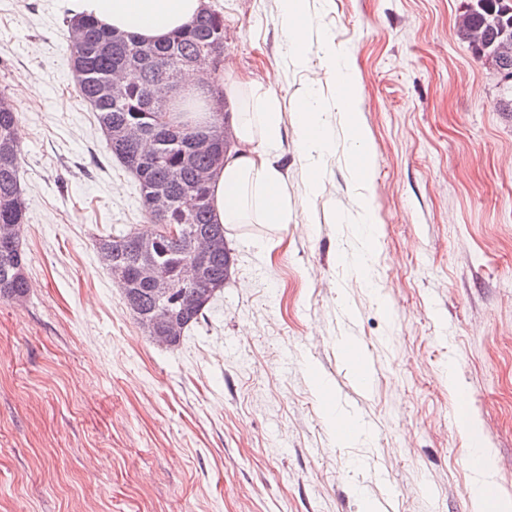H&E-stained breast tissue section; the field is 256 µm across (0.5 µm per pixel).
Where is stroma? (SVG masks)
Listing matches in <instances>:
<instances>
[{"mask_svg": "<svg viewBox=\"0 0 512 512\" xmlns=\"http://www.w3.org/2000/svg\"><path fill=\"white\" fill-rule=\"evenodd\" d=\"M467 2L306 0L297 66L280 0H211L225 79L281 73L290 221L227 226L224 291L168 348L95 247L147 222L78 94L64 0H0L30 283L0 301V512L512 505V112L494 67L456 36ZM323 32L345 86L325 72ZM341 95L357 103L369 170L332 108ZM308 98L335 141L312 163L293 143ZM363 197L376 235L364 267ZM474 432L491 475L481 510L463 465Z\"/></svg>", "mask_w": 512, "mask_h": 512, "instance_id": "1", "label": "stroma"}]
</instances>
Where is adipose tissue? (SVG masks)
Here are the masks:
<instances>
[{
  "instance_id": "adipose-tissue-1",
  "label": "adipose tissue",
  "mask_w": 512,
  "mask_h": 512,
  "mask_svg": "<svg viewBox=\"0 0 512 512\" xmlns=\"http://www.w3.org/2000/svg\"><path fill=\"white\" fill-rule=\"evenodd\" d=\"M73 11L90 14L115 31L132 33L158 42L170 38L197 15L210 0H69ZM281 24L288 51L295 61H304L308 42L304 0H281ZM182 87L199 95L204 116L211 123L228 119L231 145L224 153L209 184L215 223L284 224L288 221V198L283 174L277 166L282 140L281 114L271 84L225 81L212 72L199 79L194 72L181 78ZM235 105L223 117L225 104ZM294 135L304 159L330 151L332 142L321 111L306 108L295 117Z\"/></svg>"
}]
</instances>
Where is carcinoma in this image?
<instances>
[{
	"label": "carcinoma",
	"instance_id": "cac0c4a2",
	"mask_svg": "<svg viewBox=\"0 0 512 512\" xmlns=\"http://www.w3.org/2000/svg\"><path fill=\"white\" fill-rule=\"evenodd\" d=\"M68 50L79 92L95 113L106 147L138 183L143 212L152 224H176L177 239L156 232L141 235L129 230L102 236L96 249L112 271L129 273V283H118L126 307L151 339L158 332L149 322L165 308L174 329L161 345L175 347L185 332L198 324L216 293L224 288L229 255L224 226L212 218L208 181L224 154V130L190 121L197 98L172 102L157 93L161 85L179 83L182 72L196 68L202 53L224 51V13L206 11L162 43H146L132 33L111 30L92 17L67 22ZM458 37L475 57L499 73L512 75V0H470L460 15ZM18 113L0 96V300L23 298L29 288L27 257L20 237L26 204L21 181V149L15 137ZM138 136L128 140L125 130ZM207 136L219 143L211 152L192 148L193 139ZM168 199L160 214L152 207L154 194ZM208 240L210 256L186 288L177 289L173 304L158 302L152 283L137 277L150 266L178 280L192 258L193 242Z\"/></svg>",
	"mask_w": 512,
	"mask_h": 512
}]
</instances>
